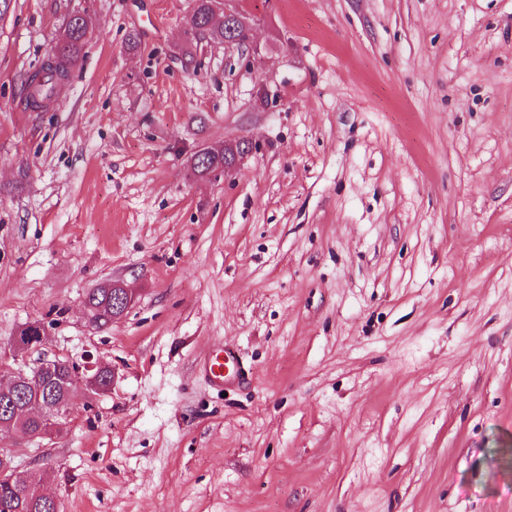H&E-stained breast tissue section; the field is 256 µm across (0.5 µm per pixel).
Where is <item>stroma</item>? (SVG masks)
Listing matches in <instances>:
<instances>
[{"instance_id":"stroma-1","label":"stroma","mask_w":512,"mask_h":512,"mask_svg":"<svg viewBox=\"0 0 512 512\" xmlns=\"http://www.w3.org/2000/svg\"><path fill=\"white\" fill-rule=\"evenodd\" d=\"M192 6L0 0V344L41 321L114 374L0 449L59 512H512V0H244L230 51ZM107 279L134 302L100 329ZM86 36L87 27L84 17L80 14L73 15L67 23L63 37L55 45L52 56L30 73L38 78L33 92L29 91V77H27L26 98L31 107L40 109L50 104L56 86L69 76L72 67L80 58ZM226 144L228 146L226 147ZM240 141L225 143L215 147H206L201 150L193 159L194 172L201 178L210 176L218 170L224 171V165L236 161V156L241 155ZM114 286H116L114 292H112V288L100 286L99 288H93L85 295L84 302L98 328L107 327L112 323V315L117 313L112 310V303H115L117 309L126 308L127 310L133 301V296L127 288ZM203 369L215 385H224V379L240 373L236 352L231 348H224L208 354L203 361Z\"/></svg>"}]
</instances>
